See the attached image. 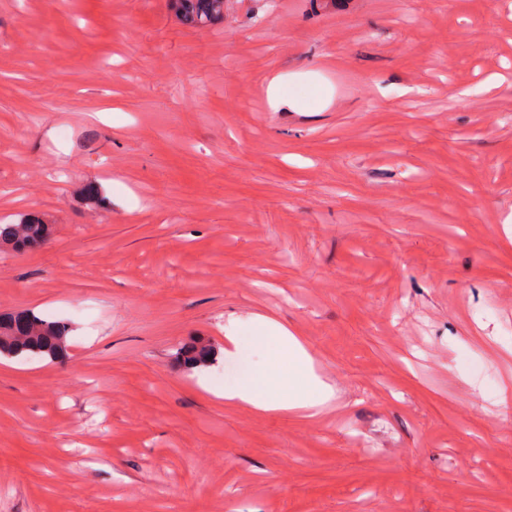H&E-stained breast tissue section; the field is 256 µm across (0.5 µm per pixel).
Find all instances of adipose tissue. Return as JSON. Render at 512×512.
I'll return each mask as SVG.
<instances>
[{"mask_svg": "<svg viewBox=\"0 0 512 512\" xmlns=\"http://www.w3.org/2000/svg\"><path fill=\"white\" fill-rule=\"evenodd\" d=\"M262 352L266 360L257 361ZM222 395L257 411H312L328 404L333 390L302 343L282 324L259 316L249 335L224 337Z\"/></svg>", "mask_w": 512, "mask_h": 512, "instance_id": "1", "label": "adipose tissue"}]
</instances>
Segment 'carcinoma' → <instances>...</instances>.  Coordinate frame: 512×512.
Here are the masks:
<instances>
[{"label":"carcinoma","mask_w":512,"mask_h":512,"mask_svg":"<svg viewBox=\"0 0 512 512\" xmlns=\"http://www.w3.org/2000/svg\"><path fill=\"white\" fill-rule=\"evenodd\" d=\"M171 9L188 26H201L224 17V0H169ZM49 225L35 214L19 222L0 224V246L17 251L39 246ZM67 327L44 320L31 312L0 315V356L19 358L37 355L56 359L66 348ZM183 363L200 368L213 362L214 347L195 342L179 351Z\"/></svg>","instance_id":"obj_1"}]
</instances>
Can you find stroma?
I'll use <instances>...</instances> for the list:
<instances>
[{
	"instance_id": "35a3bbf8",
	"label": "stroma",
	"mask_w": 512,
	"mask_h": 512,
	"mask_svg": "<svg viewBox=\"0 0 512 512\" xmlns=\"http://www.w3.org/2000/svg\"><path fill=\"white\" fill-rule=\"evenodd\" d=\"M286 76L288 106L268 86ZM0 512H512V0H0ZM285 325L328 407L177 352ZM169 5L188 26H201L224 18V0H169ZM49 224L35 214H28L19 222L0 224V246L17 251L39 246L49 233ZM67 327L31 312L0 315V356L57 359L66 348Z\"/></svg>"
}]
</instances>
